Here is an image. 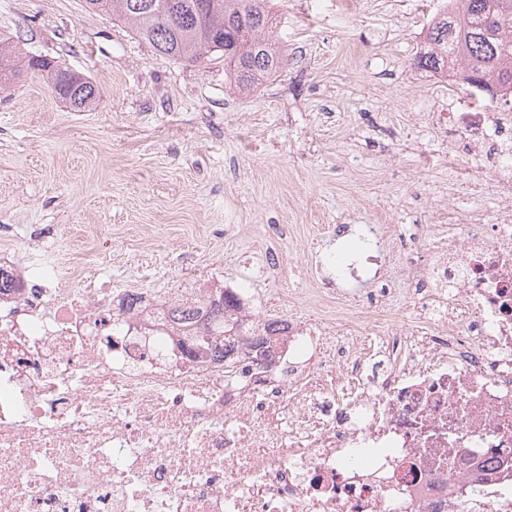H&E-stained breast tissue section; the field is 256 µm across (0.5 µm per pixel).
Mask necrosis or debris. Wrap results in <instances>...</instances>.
Returning <instances> with one entry per match:
<instances>
[{"instance_id":"obj_1","label":"necrosis or debris","mask_w":512,"mask_h":512,"mask_svg":"<svg viewBox=\"0 0 512 512\" xmlns=\"http://www.w3.org/2000/svg\"><path fill=\"white\" fill-rule=\"evenodd\" d=\"M512 203V104L477 90L433 113ZM398 228L345 273L383 274ZM407 258L412 324L380 300L351 323L387 355L364 371L333 322L288 319L272 366L240 344L188 357L162 308L112 311L51 260L0 290V512H512V224L445 227ZM321 366L344 402L290 386Z\"/></svg>"}]
</instances>
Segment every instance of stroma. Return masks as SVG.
I'll use <instances>...</instances> for the list:
<instances>
[{
    "label": "stroma",
    "instance_id": "35a3bbf8",
    "mask_svg": "<svg viewBox=\"0 0 512 512\" xmlns=\"http://www.w3.org/2000/svg\"><path fill=\"white\" fill-rule=\"evenodd\" d=\"M429 0H278L287 63L249 93L224 66L158 54L84 0H0V35L91 78L75 112L31 74L0 86V239L51 250L76 287L163 303L185 288H242L262 320H336L313 294L359 251L354 225L396 224L388 277L357 284L353 309L428 256L433 224H512L485 168L462 186L432 126L455 79L419 68Z\"/></svg>",
    "mask_w": 512,
    "mask_h": 512
}]
</instances>
